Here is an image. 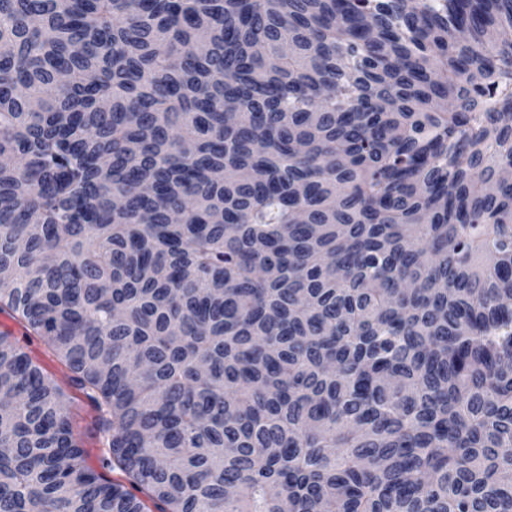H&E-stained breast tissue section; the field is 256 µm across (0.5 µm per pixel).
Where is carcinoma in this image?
Returning <instances> with one entry per match:
<instances>
[{
	"label": "carcinoma",
	"instance_id": "obj_1",
	"mask_svg": "<svg viewBox=\"0 0 512 512\" xmlns=\"http://www.w3.org/2000/svg\"><path fill=\"white\" fill-rule=\"evenodd\" d=\"M0 512H512V0H0ZM0 321L5 325L3 331L10 332L18 346L27 352L34 361L38 362L64 388L71 399L72 407L78 410L81 421L84 423L86 417L90 420L92 415L95 414L94 411L87 405L83 394L68 384L69 372L67 367L48 350L43 340L39 336L29 333L21 324L10 318L7 314L0 313ZM85 450L87 456L85 458L86 465L95 470L96 473L103 475L107 480H122L117 470L112 471V467H103L102 459L107 448H102V444L93 437L85 438Z\"/></svg>",
	"mask_w": 512,
	"mask_h": 512
}]
</instances>
